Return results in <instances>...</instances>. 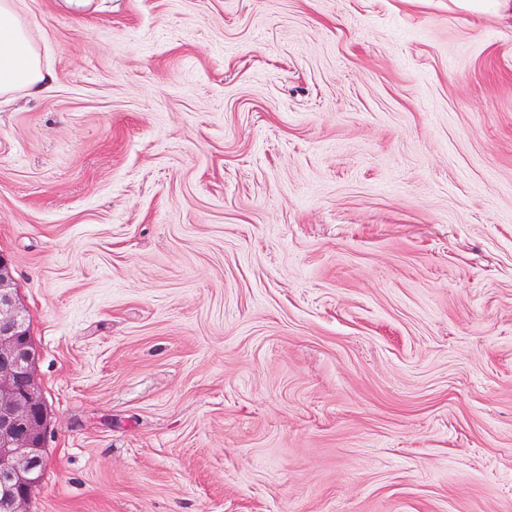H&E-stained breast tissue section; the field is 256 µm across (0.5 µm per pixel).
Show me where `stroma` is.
<instances>
[{
	"mask_svg": "<svg viewBox=\"0 0 512 512\" xmlns=\"http://www.w3.org/2000/svg\"><path fill=\"white\" fill-rule=\"evenodd\" d=\"M94 4L0 96L27 512H512V20Z\"/></svg>",
	"mask_w": 512,
	"mask_h": 512,
	"instance_id": "1",
	"label": "stroma"
}]
</instances>
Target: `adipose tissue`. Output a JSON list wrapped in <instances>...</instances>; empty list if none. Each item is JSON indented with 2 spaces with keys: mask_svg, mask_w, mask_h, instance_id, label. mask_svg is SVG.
Listing matches in <instances>:
<instances>
[{
  "mask_svg": "<svg viewBox=\"0 0 512 512\" xmlns=\"http://www.w3.org/2000/svg\"><path fill=\"white\" fill-rule=\"evenodd\" d=\"M21 0H0V95L18 91L38 95L48 90L54 74L45 69L30 39Z\"/></svg>",
  "mask_w": 512,
  "mask_h": 512,
  "instance_id": "adipose-tissue-1",
  "label": "adipose tissue"
}]
</instances>
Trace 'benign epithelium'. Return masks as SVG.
Returning a JSON list of instances; mask_svg holds the SVG:
<instances>
[{"instance_id": "7a95c632", "label": "benign epithelium", "mask_w": 512, "mask_h": 512, "mask_svg": "<svg viewBox=\"0 0 512 512\" xmlns=\"http://www.w3.org/2000/svg\"><path fill=\"white\" fill-rule=\"evenodd\" d=\"M10 262L0 254V512H25L30 470L45 465L44 410L31 375L33 352L9 291Z\"/></svg>"}]
</instances>
